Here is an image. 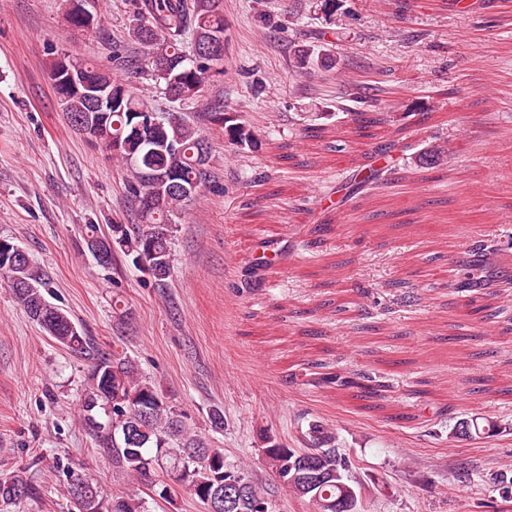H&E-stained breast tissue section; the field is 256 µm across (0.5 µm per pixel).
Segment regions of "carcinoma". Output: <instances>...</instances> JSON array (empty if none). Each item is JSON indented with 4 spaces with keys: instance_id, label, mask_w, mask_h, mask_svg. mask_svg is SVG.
<instances>
[{
    "instance_id": "carcinoma-1",
    "label": "carcinoma",
    "mask_w": 512,
    "mask_h": 512,
    "mask_svg": "<svg viewBox=\"0 0 512 512\" xmlns=\"http://www.w3.org/2000/svg\"><path fill=\"white\" fill-rule=\"evenodd\" d=\"M137 24L132 37L152 50L149 63L153 75L165 85L170 100L191 103L200 100L206 84L224 75V55L195 58L200 39H224L223 0H136ZM328 44L298 46L293 67L302 74L333 65ZM82 67L121 90L112 106L103 112L92 111L91 99L70 95L64 102L71 127L82 120L93 125L86 133L90 142L117 155L129 164L130 176L125 189L135 202L146 191L144 175L164 172L178 177L189 193L168 192L158 205L140 212L136 226L109 224L103 231L99 224H86L82 233L86 246L112 241L132 265L142 269L146 260L150 277L162 287L170 276V237L173 217L191 202L206 181L208 160L198 159L205 139L183 119L174 117L152 138L134 128L139 113L152 112L149 102L126 83L114 79L96 67L65 53L55 56L48 66L53 77L65 65ZM211 119L224 130L229 145L255 148L258 138L241 123L233 122L223 106H213ZM0 280L7 283L29 318L41 326L57 343L73 355L87 361V382L80 411L83 421L98 443V448L127 475L134 477L152 494L174 504L186 491L211 512V506L233 485L242 486L236 512H263L268 503L245 469L227 459L224 449L211 447L204 439L188 435L185 412L172 405L155 384L140 376L127 352L100 351L94 337L73 321L69 312L52 303L49 283L29 264L22 265L0 252ZM313 443L321 450L314 457L300 458L293 449L275 445L263 449L269 469L285 488L299 498H306L314 512H336V498L344 490L336 485L333 474L350 470L351 462L336 447V437L323 424L309 425ZM317 469L331 475L313 491L305 489L303 473ZM65 476L69 502L81 512L80 489L91 485L97 491L93 512H147L146 501L139 494L107 492L85 473L83 468L60 465ZM33 495V487L24 471L0 476V502L20 503Z\"/></svg>"
}]
</instances>
